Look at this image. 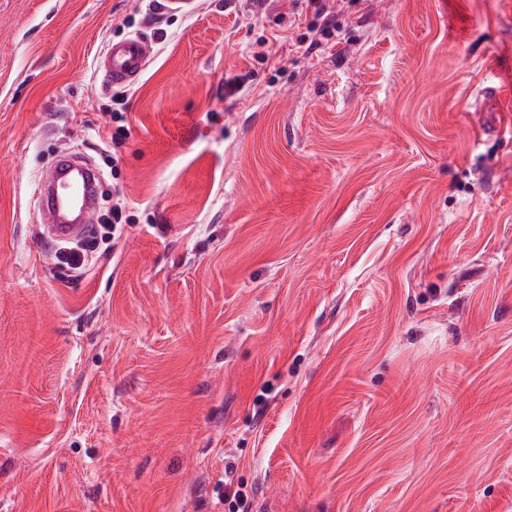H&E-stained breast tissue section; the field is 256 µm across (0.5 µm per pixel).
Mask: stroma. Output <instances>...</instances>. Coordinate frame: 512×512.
I'll return each mask as SVG.
<instances>
[{
  "label": "stroma",
  "instance_id": "obj_1",
  "mask_svg": "<svg viewBox=\"0 0 512 512\" xmlns=\"http://www.w3.org/2000/svg\"><path fill=\"white\" fill-rule=\"evenodd\" d=\"M199 2L0 0V512H512V0ZM69 150L135 217L78 278ZM310 7H313L314 20L307 29L312 33L317 32L323 39H330L336 28V15L333 8L329 6L330 0H309ZM153 51V43L140 36L112 41L98 59V71L112 85H133L144 71ZM124 91H115L112 94V105H117V108L112 106V112L110 113V119L112 121V133L108 137V141L102 142L101 150L104 153L112 152V156H109L112 159V178L118 179L119 176V160L120 154L119 151L122 147L123 141L127 136V115L124 112V102L125 95ZM112 145V151L109 150V147ZM101 177L90 163L77 152H65L60 156L43 179L38 191L37 209L48 235L55 241H66L83 237L94 223L98 204V184ZM76 184L82 185L74 186ZM82 192L80 202L63 194ZM75 202L74 211H67L61 204Z\"/></svg>",
  "mask_w": 512,
  "mask_h": 512
}]
</instances>
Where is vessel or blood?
Returning a JSON list of instances; mask_svg holds the SVG:
<instances>
[{
  "label": "vessel or blood",
  "instance_id": "b4317fda",
  "mask_svg": "<svg viewBox=\"0 0 512 512\" xmlns=\"http://www.w3.org/2000/svg\"><path fill=\"white\" fill-rule=\"evenodd\" d=\"M153 51V43L139 36L112 42L99 57L98 71L111 84L133 85ZM100 180L95 167L77 152L55 161L37 195L39 217L53 241L86 236L94 221Z\"/></svg>",
  "mask_w": 512,
  "mask_h": 512
}]
</instances>
